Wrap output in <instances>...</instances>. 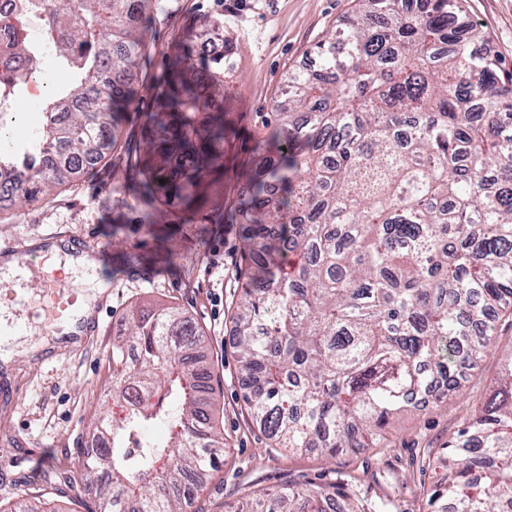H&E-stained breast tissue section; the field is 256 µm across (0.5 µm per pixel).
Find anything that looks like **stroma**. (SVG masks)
<instances>
[{
    "label": "stroma",
    "instance_id": "stroma-1",
    "mask_svg": "<svg viewBox=\"0 0 512 512\" xmlns=\"http://www.w3.org/2000/svg\"><path fill=\"white\" fill-rule=\"evenodd\" d=\"M150 37L152 59L135 85L125 115L124 137L142 139L147 113L155 109L153 85L170 57L192 44L196 28L220 20L235 45L224 79V179L199 203L231 206L249 176L254 148L274 126L271 106L289 72L309 67L311 52L332 28L343 27L354 0H164ZM467 20L489 39L512 69V0H466ZM110 167L81 176L44 201L21 208L0 201V243L41 241L45 232L83 237L101 249L98 268L85 274L67 268L64 256L41 263L13 282L0 279V317L11 318L14 288L26 289L34 316L27 327L33 350L0 367V512L20 499L52 512H90L96 496L83 485L79 464L93 445V415L112 392V348L121 344L132 311L170 304L180 307L204 332L196 358L213 373V392L224 427V462L204 480L186 512H230L254 492L289 483H313L348 493L362 512H429L427 496L442 471L439 459L450 435L462 427L494 390L503 359L512 353V315L495 323V343L469 367L464 386L425 411L400 416L384 445L347 448L336 458L274 447L243 402L244 385L230 336L229 317L245 286L240 271L241 225L182 224L166 218L145 224L133 184L116 188ZM69 282L67 296L82 301L97 286L111 304L94 336L82 345L40 349L59 310L44 284Z\"/></svg>",
    "mask_w": 512,
    "mask_h": 512
}]
</instances>
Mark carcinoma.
Listing matches in <instances>:
<instances>
[{
	"label": "carcinoma",
	"mask_w": 512,
	"mask_h": 512,
	"mask_svg": "<svg viewBox=\"0 0 512 512\" xmlns=\"http://www.w3.org/2000/svg\"><path fill=\"white\" fill-rule=\"evenodd\" d=\"M314 64L287 77L275 127L259 141L246 190L229 213L188 209L224 174V72L233 51L192 61L183 50L156 84L142 145L125 150L123 180L144 220L170 198L174 217L244 225L250 284L232 317L243 401L281 448L336 456L373 448L391 418L418 406L433 379L462 387V364L492 345L490 314L512 308V70L465 18L463 0H356ZM161 0H18L0 30L20 31L4 55L0 95L37 74L31 38L54 48L60 78L40 103L45 152L0 150V197L30 205L94 170L121 143L131 80L153 49ZM198 325L175 306L132 318L112 348V400L99 408L102 445L81 461L112 494L94 512H184L224 453L203 399L211 369L186 365ZM159 427L158 437L148 431ZM448 474L431 512L512 508V353L499 388L448 441ZM361 512L345 494L286 485L248 512Z\"/></svg>",
	"instance_id": "cac0c4a2"
}]
</instances>
